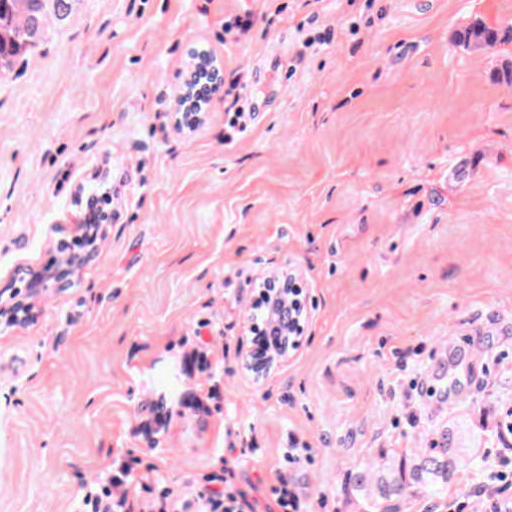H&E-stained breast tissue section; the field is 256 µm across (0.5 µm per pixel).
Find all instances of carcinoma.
<instances>
[{
	"instance_id": "obj_1",
	"label": "carcinoma",
	"mask_w": 512,
	"mask_h": 512,
	"mask_svg": "<svg viewBox=\"0 0 512 512\" xmlns=\"http://www.w3.org/2000/svg\"><path fill=\"white\" fill-rule=\"evenodd\" d=\"M73 0H0V79L11 74L15 61L45 36L49 18L61 22L72 9ZM509 39V30L480 23L459 33L461 43L493 48ZM453 433L443 428L432 447L399 464L369 466L356 473L360 490L370 489V507L381 512H397L407 489L417 487L432 496L448 495V486L457 480L462 459L457 448L448 447Z\"/></svg>"
}]
</instances>
